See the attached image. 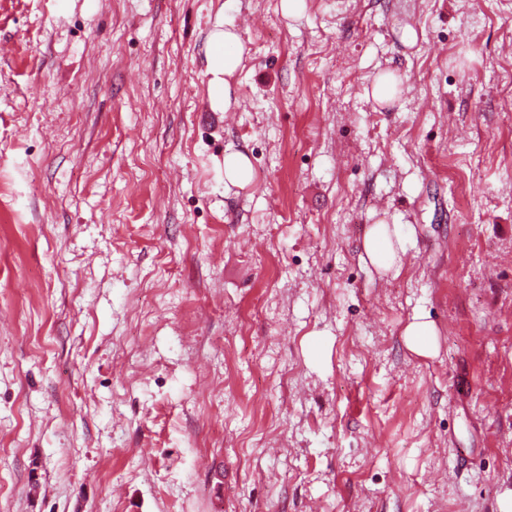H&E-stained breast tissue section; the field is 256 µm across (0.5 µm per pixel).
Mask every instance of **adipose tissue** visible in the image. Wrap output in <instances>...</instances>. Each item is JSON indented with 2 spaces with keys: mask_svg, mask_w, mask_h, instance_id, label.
I'll return each mask as SVG.
<instances>
[{
  "mask_svg": "<svg viewBox=\"0 0 512 512\" xmlns=\"http://www.w3.org/2000/svg\"><path fill=\"white\" fill-rule=\"evenodd\" d=\"M244 50L239 34L226 26L223 20H216L206 50L208 95L213 110L230 109L232 79L242 64ZM398 238V233L390 230L386 224L372 227L363 240V250L371 264L386 269L399 267ZM402 338L406 348L416 356L428 358L438 352L437 332L425 313L413 315L403 329Z\"/></svg>",
  "mask_w": 512,
  "mask_h": 512,
  "instance_id": "obj_1",
  "label": "adipose tissue"
}]
</instances>
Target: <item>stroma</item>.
<instances>
[{"label":"stroma","instance_id":"1","mask_svg":"<svg viewBox=\"0 0 512 512\" xmlns=\"http://www.w3.org/2000/svg\"><path fill=\"white\" fill-rule=\"evenodd\" d=\"M511 78L512 0H0V512H512ZM224 47H231L224 52ZM245 47L239 34L218 18L209 34L206 50V73L209 75L208 95L216 111H228L232 104V79L238 72ZM253 167L249 157L240 151H231L224 155V182L244 187L253 179ZM394 229L391 231L387 224H375L363 240V250L371 264L385 269L400 266L399 251L405 252V242ZM396 240V243H395ZM402 338L406 348L418 357H433L438 352L435 326L424 312L413 315L403 329Z\"/></svg>","mask_w":512,"mask_h":512}]
</instances>
